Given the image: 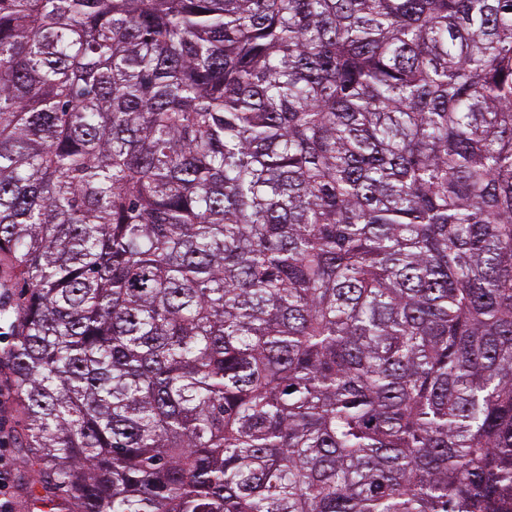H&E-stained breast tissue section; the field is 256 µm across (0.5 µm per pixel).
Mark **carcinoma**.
<instances>
[{"mask_svg":"<svg viewBox=\"0 0 512 512\" xmlns=\"http://www.w3.org/2000/svg\"><path fill=\"white\" fill-rule=\"evenodd\" d=\"M2 263L37 512H512V0H0Z\"/></svg>","mask_w":512,"mask_h":512,"instance_id":"1","label":"carcinoma"}]
</instances>
